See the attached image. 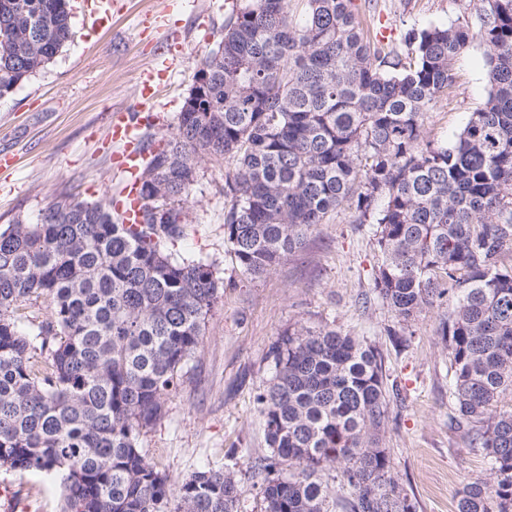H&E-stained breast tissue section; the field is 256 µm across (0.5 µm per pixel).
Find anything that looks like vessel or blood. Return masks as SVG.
<instances>
[{
  "instance_id": "b4317fda",
  "label": "vessel or blood",
  "mask_w": 512,
  "mask_h": 512,
  "mask_svg": "<svg viewBox=\"0 0 512 512\" xmlns=\"http://www.w3.org/2000/svg\"><path fill=\"white\" fill-rule=\"evenodd\" d=\"M177 62L170 45L159 46L150 65L140 74L137 86L138 114H118L110 126L112 141L121 150L114 156L113 170L120 179L123 202L119 209L120 221L137 224L141 221L140 176L146 155L141 148L144 125L140 111L153 109L164 80Z\"/></svg>"
}]
</instances>
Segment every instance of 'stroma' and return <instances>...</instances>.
Instances as JSON below:
<instances>
[{"mask_svg": "<svg viewBox=\"0 0 512 512\" xmlns=\"http://www.w3.org/2000/svg\"><path fill=\"white\" fill-rule=\"evenodd\" d=\"M237 0H129L126 11L90 31V0H72L75 36L44 69L0 98V153L18 161L0 168V227L36 222L57 196L111 200L118 190L110 149L104 148L111 115L136 112L135 88L156 48L143 22L175 25L179 58L158 102L156 136L173 131L201 61L215 48ZM373 19L392 27L403 49L413 30L448 26L475 17L478 0H355ZM456 83L426 112L423 134L450 143L489 90L487 61L474 42L453 65ZM189 199L191 222L177 248L212 263L228 285L204 328L201 346L163 418L141 438L156 467L178 484L206 466L240 472L238 512H260L264 466L272 454L254 403L271 377V350L288 328L335 326L376 344L401 399L391 404L383 436L399 483L418 512H456L465 481H492L490 465L470 439L448 422V351L438 335L440 312L423 311L408 328L411 343L397 351L386 329L393 314L377 300L371 275L377 252L367 226L352 223L348 208L308 234L304 245L269 274L241 275L224 243L223 157L195 160ZM31 502V512H60L57 483L28 472L0 470V512L8 499Z\"/></svg>", "mask_w": 512, "mask_h": 512, "instance_id": "1", "label": "stroma"}]
</instances>
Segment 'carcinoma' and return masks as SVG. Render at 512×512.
<instances>
[{
    "instance_id": "1",
    "label": "carcinoma",
    "mask_w": 512,
    "mask_h": 512,
    "mask_svg": "<svg viewBox=\"0 0 512 512\" xmlns=\"http://www.w3.org/2000/svg\"><path fill=\"white\" fill-rule=\"evenodd\" d=\"M376 35L353 0H245L199 66L200 97L148 148L141 223L64 195L0 229L1 469L59 481L62 512H238V471L205 467L174 488L140 446L224 289L175 249L207 154L227 163L224 241L243 275L269 274L344 206L370 225L372 291L398 324L387 336L406 349L405 326L441 309L452 424L494 475L465 482L456 512H512V410L499 408L512 395V0L414 30L404 54ZM73 37L70 0H0V97ZM475 40L487 99L451 143L427 140L424 115ZM397 394L375 344L284 331L256 402L288 474L264 479L261 512H328L330 464L343 512H416L380 445Z\"/></svg>"
}]
</instances>
